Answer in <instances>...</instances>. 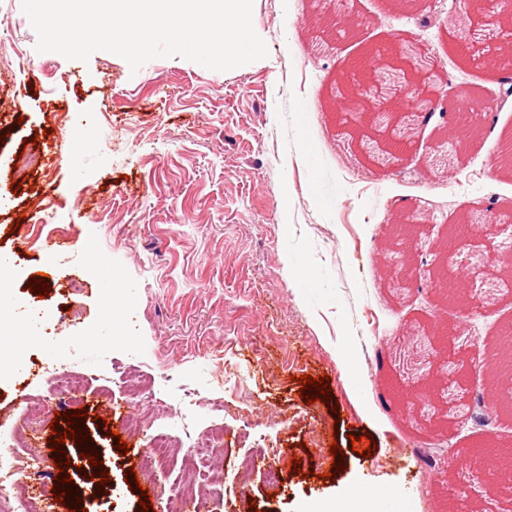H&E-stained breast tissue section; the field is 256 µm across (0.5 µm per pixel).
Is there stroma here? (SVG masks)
Instances as JSON below:
<instances>
[{
    "label": "stroma",
    "instance_id": "1",
    "mask_svg": "<svg viewBox=\"0 0 512 512\" xmlns=\"http://www.w3.org/2000/svg\"><path fill=\"white\" fill-rule=\"evenodd\" d=\"M329 0H254L252 24L267 57L229 71L181 57L156 58L131 70L98 51L88 61L36 50L37 34L22 0H0V255L9 256L7 292L17 313L32 316L39 341L20 370L0 378V460L23 484L56 486L49 438L56 413L86 409L85 442H65L69 498L40 501L39 512H166L168 494L185 482L181 452L148 473L140 456L119 454L117 440L149 452L154 434H207L223 425L224 482L206 468L194 475L202 512H311L342 499L353 485L383 487L399 499L394 512H443L449 498L479 496L483 512H512V491L484 493L493 468L450 467L447 451L494 437L512 444V418L476 425L470 414L490 391L487 349L463 342L468 332L493 338L512 322V282H498L491 315L469 321L457 304L437 310L430 244L446 225L466 221L472 250L485 264L458 268L465 281L494 278L503 237L479 223L489 206L512 225V176L494 158L512 131V98L501 100V70L489 66L512 33L485 28L495 0L467 18L462 0H429L420 13L395 14L381 0H346L351 25L307 27ZM476 30L469 58L452 47L458 25ZM391 61L406 71L427 54L430 99L405 163H387V130L369 144L376 162L350 145L355 116L336 100V84L354 82L352 61L390 39ZM481 136L463 143L454 175L425 164L441 136H455L474 95ZM91 139L78 148L80 137ZM36 140L43 167L12 190L24 140ZM416 217V270L396 274L388 254L392 216ZM26 223H18V216ZM47 222L65 248L50 252L29 227ZM51 274L46 298L28 289ZM113 307L111 323L103 312ZM448 327L439 350L442 400L405 408L381 381L411 385L394 352L400 337ZM233 369L237 381L225 383ZM81 384L79 400L54 387L51 372ZM328 375L337 410L301 398L297 376ZM126 402L143 430L112 417ZM223 400L214 410V400ZM103 417L105 425L94 422ZM272 428L238 436L242 417ZM376 445L368 447L365 437ZM358 445H351V437ZM338 443L346 458L326 479ZM276 447L283 473L270 489L263 468L241 478L237 462ZM97 450L111 481L78 471L84 448ZM371 448L370 457L360 449ZM311 461V476L290 474L291 458ZM135 470L139 486L128 485Z\"/></svg>",
    "mask_w": 512,
    "mask_h": 512
}]
</instances>
